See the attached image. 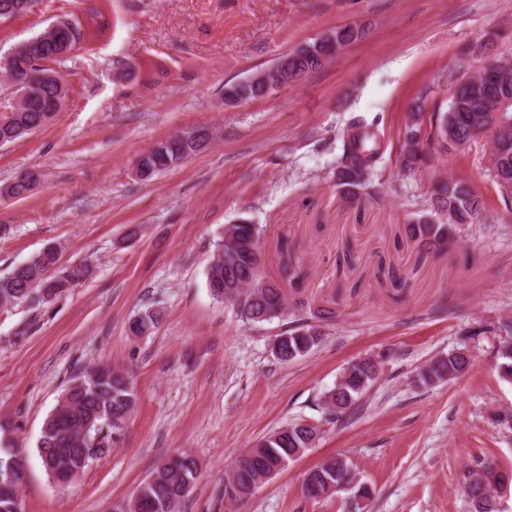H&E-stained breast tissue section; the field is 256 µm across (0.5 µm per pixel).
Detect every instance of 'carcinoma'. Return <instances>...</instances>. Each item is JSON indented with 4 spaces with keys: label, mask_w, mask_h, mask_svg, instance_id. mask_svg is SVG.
Segmentation results:
<instances>
[{
    "label": "carcinoma",
    "mask_w": 512,
    "mask_h": 512,
    "mask_svg": "<svg viewBox=\"0 0 512 512\" xmlns=\"http://www.w3.org/2000/svg\"><path fill=\"white\" fill-rule=\"evenodd\" d=\"M336 44L345 47L362 37V30L341 27L332 30ZM81 40V33L69 20L61 21L34 41L32 47L33 75L26 80L24 89L31 93L23 112L0 116V139L14 143L29 135L34 129L46 125L49 111L55 102L66 98V87L59 84L52 74L54 64L62 63ZM330 40L318 39L300 47L294 69L309 74L325 65L321 57L328 53ZM224 94L231 100L248 101L264 96L260 86L245 79L229 86ZM500 99H512V75L500 78L485 76L478 82L462 87L454 93L447 109L433 113L430 131L422 129L421 112L412 113L406 124L400 166L411 172L424 162L428 153L440 147L455 148L457 140L472 139L474 133L486 126V111ZM500 130L494 138V178L501 190L504 205L512 203V112H505L499 119ZM213 134L202 127L195 139L186 142L171 137L153 145L140 157L138 173L143 178L177 166L191 155L209 147ZM341 154L338 157L336 187L349 198H358L370 188L368 171L379 160L380 150L375 134L360 119L347 124L340 134ZM483 200L475 190L462 180H450L441 185L435 199L436 213L443 220L436 222L420 217L406 226V235L418 243L421 257L440 249L451 240L452 229L457 224H467L482 208ZM256 225L245 219L224 228V234L213 244L212 256L206 271V287L218 302H231L237 307L241 320L269 322L283 315L288 302L281 282L269 280L260 274L261 262L250 257L248 244ZM57 252L48 247L36 257L0 274V306L19 303L43 305L62 295L68 288L85 279L89 268L73 265L57 270ZM156 312L147 310L131 322L135 336L144 335L155 327ZM506 336L496 345L499 359L498 373L505 381H512V324H502ZM318 343V333L313 327L297 328L288 333L285 349L288 355L298 358ZM470 357L458 349L433 360L423 378L427 381L454 379L467 372ZM368 366H353L342 388L330 390L324 398L328 411L349 408L355 404L371 384L364 377ZM135 403V393L124 372L109 365L88 366L72 377L57 405L44 421L38 441L44 465L63 475L65 481L76 480L89 465L109 454L114 435L119 433ZM317 435L303 424L284 426L268 435L259 447L237 460L231 482L236 492L245 497L256 483L273 470L288 466L291 458L312 447ZM18 456L12 444L11 432L0 426V475L7 472V461ZM22 465L14 463V479H0V512H14L15 486L22 478ZM196 459L183 453L160 464L138 487L130 504V512H159L157 506L177 512L184 499L183 485L198 476ZM349 474L348 461L342 456L330 457L311 469L304 482L306 493L318 497L336 490L339 478ZM489 480L484 483H464L474 512H498L495 499L500 490L512 482V472L491 467Z\"/></svg>",
    "instance_id": "1"
}]
</instances>
